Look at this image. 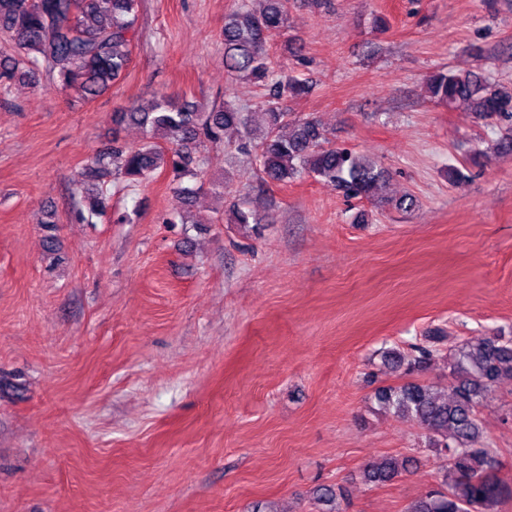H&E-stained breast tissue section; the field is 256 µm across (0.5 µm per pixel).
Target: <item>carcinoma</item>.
<instances>
[{"mask_svg": "<svg viewBox=\"0 0 512 512\" xmlns=\"http://www.w3.org/2000/svg\"><path fill=\"white\" fill-rule=\"evenodd\" d=\"M263 3L254 10L249 0H240L224 18V66L237 79L265 90L260 111L244 112L227 98L200 108L159 94L146 112L134 108L113 113L114 124H137L147 139L136 147L114 139L90 158L77 182L94 186L97 195L82 196L72 211L74 221L90 223L103 213L105 177L137 186L165 172L176 200L173 218L194 223L191 206L205 186L208 153L224 144L229 129L239 135L235 150L250 159L265 181L309 177L335 184L349 198L375 197L385 176L376 162L329 144L318 121L292 119L280 107L282 99L307 94L310 86L277 69L269 57L268 43L287 28L288 0ZM138 9L139 0H0V30L10 42V52L0 54V83L33 82L46 71L63 89H74L85 99L100 96L128 71ZM425 88L439 105L512 122V85L492 82L477 69L434 71ZM186 178L194 184H184ZM232 222L259 232L260 218L245 201L233 205ZM433 340L428 337L408 353L393 348L384 352V365L400 373L403 382L374 394L383 410L421 429L416 448L433 449L444 471L443 484L409 504L406 512H494L512 498V482L500 476L499 451L484 439L480 407L497 383L512 377V336L461 341L448 356L453 381L445 398L413 378L442 356ZM410 461L389 457L367 463L362 478L367 484H386ZM314 499L328 512H344L340 486L321 484Z\"/></svg>", "mask_w": 512, "mask_h": 512, "instance_id": "obj_1", "label": "carcinoma"}]
</instances>
